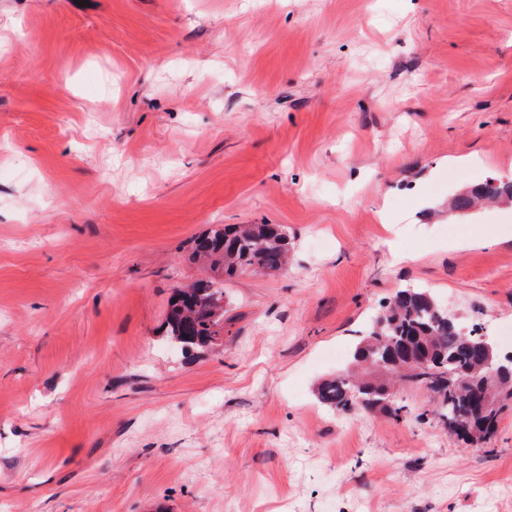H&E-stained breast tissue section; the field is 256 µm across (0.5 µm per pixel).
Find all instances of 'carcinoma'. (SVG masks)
Masks as SVG:
<instances>
[{
  "instance_id": "cac0c4a2",
  "label": "carcinoma",
  "mask_w": 512,
  "mask_h": 512,
  "mask_svg": "<svg viewBox=\"0 0 512 512\" xmlns=\"http://www.w3.org/2000/svg\"><path fill=\"white\" fill-rule=\"evenodd\" d=\"M485 184L456 196L450 211L466 213L483 194ZM288 233L280 224H217L195 237L192 254L211 276L188 288L174 289L165 322V337L187 353L213 345L224 332V279L248 271H281L288 261ZM480 333L463 331L428 291H398L376 319L361 331L353 363L386 370L388 383L373 384L350 372L320 383L315 391L323 406L336 413L380 409L394 420L405 416L392 389L415 386L431 397V413L461 439L480 442L493 434L503 410L512 402V378L498 387V404L462 428L478 401V384L487 371Z\"/></svg>"
}]
</instances>
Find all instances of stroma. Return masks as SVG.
Masks as SVG:
<instances>
[{
	"label": "stroma",
	"mask_w": 512,
	"mask_h": 512,
	"mask_svg": "<svg viewBox=\"0 0 512 512\" xmlns=\"http://www.w3.org/2000/svg\"><path fill=\"white\" fill-rule=\"evenodd\" d=\"M490 178L512 0H0V512H512V407L468 445L315 398L400 289L512 325V206L448 213ZM213 224L290 262L186 356Z\"/></svg>",
	"instance_id": "1"
}]
</instances>
